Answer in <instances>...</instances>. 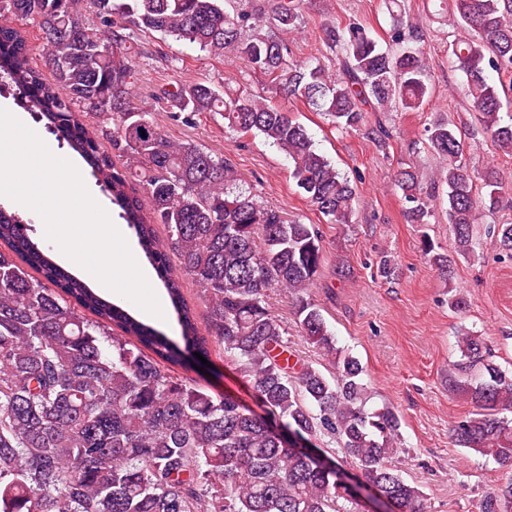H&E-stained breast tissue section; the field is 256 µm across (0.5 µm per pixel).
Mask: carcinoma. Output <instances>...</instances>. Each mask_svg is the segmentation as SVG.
I'll return each mask as SVG.
<instances>
[{"mask_svg": "<svg viewBox=\"0 0 512 512\" xmlns=\"http://www.w3.org/2000/svg\"><path fill=\"white\" fill-rule=\"evenodd\" d=\"M304 2L90 0L88 15L81 0H0L1 18L39 28L41 57L55 76V85L45 84L24 33L0 25V87L45 118L111 193L167 291L183 341L75 279L38 249L19 216L0 207V512H361L349 462L391 512H428L422 491L391 464L401 449L399 415L365 409L363 367L336 348L321 309L305 298L324 260L319 232L259 205L230 162L170 139L153 113L129 102L138 38L158 32L217 56L235 51L285 99L323 113L341 132L360 129L370 112L425 111L426 35L400 19L401 0H387L399 19L385 48L358 23L321 26L322 41L336 52L334 75L317 58L290 63L285 39L257 34L264 23L282 34L302 28ZM438 7L467 32L448 54L469 111L496 150L512 153V114L503 118L500 96L512 91V0H439ZM160 96L184 125L213 112L232 131L263 137L286 155L296 186L330 223L352 222L356 187L282 104L247 90L230 97L210 80H169ZM88 114L112 123V150L87 130ZM426 145L441 160L429 184L411 167L395 175L405 215L425 223L429 202L445 188L456 252L468 255L473 225L500 209L512 188L493 166L469 171L467 144L447 121L429 124ZM114 151L130 164L117 167ZM492 233L496 247L512 254V224ZM422 251L448 274L450 256L428 239ZM26 265L42 278H30ZM185 275L208 301L202 327L183 295ZM273 288L295 296L297 328L335 357V376L305 362L282 364L276 349L288 348V330L267 303ZM214 347L263 413L175 375L172 366L191 371L196 355ZM458 347L457 373L476 368L479 377L450 378L473 406L454 426L453 442L511 465L512 419L503 412H512V373L489 360L476 336L458 337ZM321 436L338 441L343 457L306 452ZM509 507L512 481L486 499L484 512Z\"/></svg>", "mask_w": 512, "mask_h": 512, "instance_id": "obj_1", "label": "carcinoma"}]
</instances>
